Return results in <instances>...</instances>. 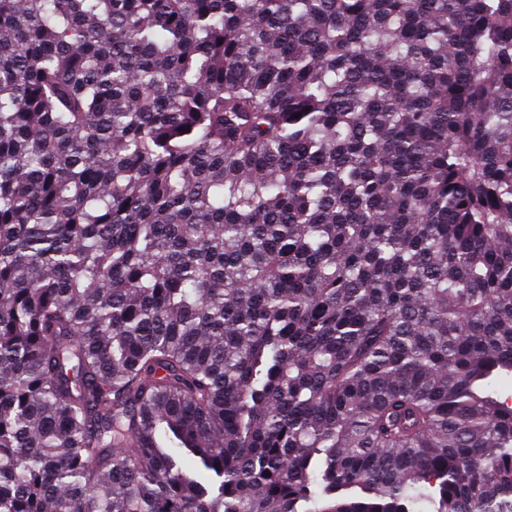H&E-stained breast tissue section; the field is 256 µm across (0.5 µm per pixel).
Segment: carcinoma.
Segmentation results:
<instances>
[{"instance_id":"obj_1","label":"carcinoma","mask_w":512,"mask_h":512,"mask_svg":"<svg viewBox=\"0 0 512 512\" xmlns=\"http://www.w3.org/2000/svg\"><path fill=\"white\" fill-rule=\"evenodd\" d=\"M510 374L512 0H0V512H512Z\"/></svg>"}]
</instances>
